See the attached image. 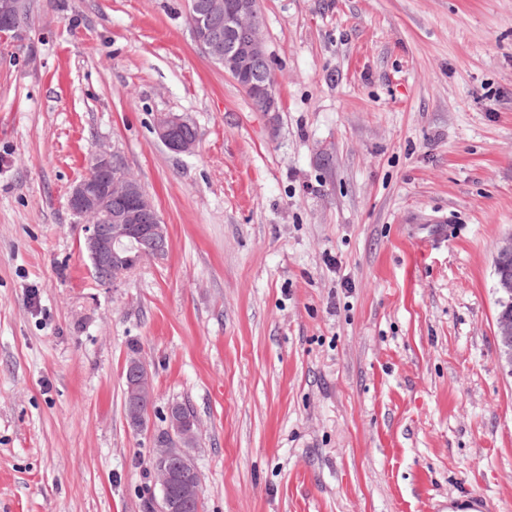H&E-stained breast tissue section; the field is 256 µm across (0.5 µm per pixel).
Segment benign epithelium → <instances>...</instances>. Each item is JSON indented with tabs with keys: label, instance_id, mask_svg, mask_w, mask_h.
<instances>
[{
	"label": "benign epithelium",
	"instance_id": "benign-epithelium-1",
	"mask_svg": "<svg viewBox=\"0 0 512 512\" xmlns=\"http://www.w3.org/2000/svg\"><path fill=\"white\" fill-rule=\"evenodd\" d=\"M191 31L198 48L224 68L241 88L257 100L263 112L279 111L273 74L258 80L248 62L267 56L259 18L258 0H187ZM30 0H0V39H18L27 31ZM193 125L175 113H162L157 135L178 154H190L197 137L186 131ZM119 161L102 148L94 154L90 171L69 191L67 204L83 224V248L91 260L92 274L100 285L119 282L137 263L164 255L169 228L152 198L129 173L117 172ZM496 288L500 294L496 317L498 360L512 372V234L502 239L494 258ZM122 378L124 413L128 425L140 430L153 402V379L145 362L126 360ZM167 429L156 440L152 471L161 491V512H201L202 486L190 445L201 428L186 405L168 406Z\"/></svg>",
	"mask_w": 512,
	"mask_h": 512
}]
</instances>
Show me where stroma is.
Wrapping results in <instances>:
<instances>
[{
  "mask_svg": "<svg viewBox=\"0 0 512 512\" xmlns=\"http://www.w3.org/2000/svg\"><path fill=\"white\" fill-rule=\"evenodd\" d=\"M259 14L273 116L198 49L186 0H32L0 40V512H157L174 402L202 426L203 512H512V0ZM164 112L193 153L158 139ZM101 145L170 233L114 288L67 206ZM194 127L185 117L175 113H162L157 121V135L163 144L178 154H190L197 145L196 136L186 135V130ZM494 273L500 294L496 317L498 359L512 370V232L500 242L494 258ZM122 378L124 384V413L128 425L140 430L153 402V379L145 362L137 357L126 360Z\"/></svg>",
  "mask_w": 512,
  "mask_h": 512,
  "instance_id": "obj_1",
  "label": "stroma"
}]
</instances>
